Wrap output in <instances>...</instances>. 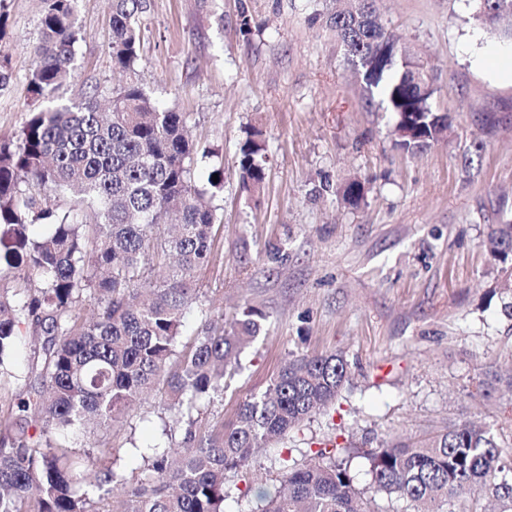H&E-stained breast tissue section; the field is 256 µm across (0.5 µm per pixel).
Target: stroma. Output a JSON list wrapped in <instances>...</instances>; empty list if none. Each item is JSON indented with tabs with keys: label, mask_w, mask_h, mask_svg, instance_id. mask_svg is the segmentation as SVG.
Instances as JSON below:
<instances>
[{
	"label": "stroma",
	"mask_w": 512,
	"mask_h": 512,
	"mask_svg": "<svg viewBox=\"0 0 512 512\" xmlns=\"http://www.w3.org/2000/svg\"><path fill=\"white\" fill-rule=\"evenodd\" d=\"M139 78L165 107L184 113L196 141L217 151L222 224L197 304L231 321L251 306L264 318L242 367L203 413L232 422L241 401L265 391L289 353H343L352 383L335 406L285 440L294 459L312 443L353 446L361 490L365 450L386 437L451 420L512 416V393L495 404L475 394L482 367L512 369V318L498 266L482 242L512 223V78L484 68L490 52L512 64V44L472 19L473 0H376L382 25L404 43L449 112L442 140L410 154L393 121L369 98L322 13L336 0H141ZM0 51L11 81L0 88V141L12 139L42 100L28 90L40 0H5ZM111 0H80L73 77L60 101L121 81L108 55ZM265 143L267 178L246 192L237 157L247 132ZM366 193L346 204L342 185ZM183 433L154 395L110 428L69 445L109 448L127 477L140 447Z\"/></svg>",
	"instance_id": "stroma-1"
}]
</instances>
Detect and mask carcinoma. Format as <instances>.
Listing matches in <instances>:
<instances>
[{"label":"carcinoma","mask_w":512,"mask_h":512,"mask_svg":"<svg viewBox=\"0 0 512 512\" xmlns=\"http://www.w3.org/2000/svg\"><path fill=\"white\" fill-rule=\"evenodd\" d=\"M41 2L28 86L49 105L0 141V376L27 335L38 344L25 394L13 403L16 421L0 434V512H100L91 508L97 491L112 497L106 512H224L226 501L240 500L227 473L334 404L350 364L336 352L293 353L230 424L202 422V408L223 395L224 376L240 367L263 318L247 307L226 328L201 309L200 326L186 334L194 274L209 262L219 224L208 188L221 187L224 169L194 176L188 118L159 107L137 78L140 0H112L109 54L125 79L112 88L108 112L94 94L54 103L74 70L78 0ZM374 2L356 0L325 23L349 63L386 56L362 71L363 81L395 129L413 131L399 147L416 152L438 141L449 115L433 108V88L413 83L411 58L376 22ZM474 2V20L512 42V0ZM238 171L246 191L260 192L266 156L252 134ZM364 194L359 180L341 188L352 206ZM483 246L512 288V224L488 225ZM86 301L91 316L81 318L75 310ZM501 383L512 390V377L487 369L477 393L489 400ZM156 390L185 431L175 448L150 446L138 478L113 467L110 448L75 456L60 442L119 421ZM346 454L334 442L301 463L283 461L280 491L260 493L242 512H369ZM365 457L373 492L403 502V512H448L465 489L472 496L462 512H486L488 501L512 512V419L458 420L422 437L385 438ZM86 462L97 467L92 481Z\"/></svg>","instance_id":"1"}]
</instances>
